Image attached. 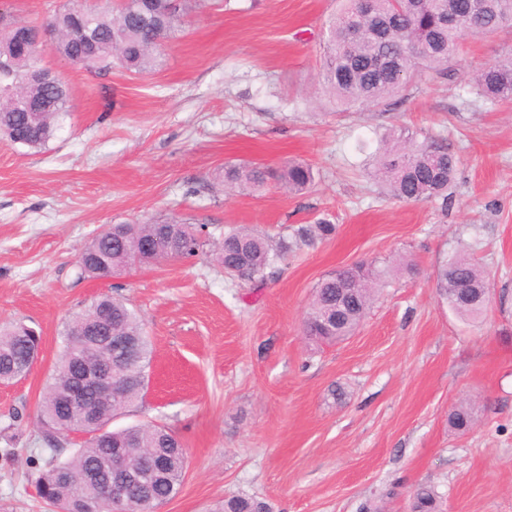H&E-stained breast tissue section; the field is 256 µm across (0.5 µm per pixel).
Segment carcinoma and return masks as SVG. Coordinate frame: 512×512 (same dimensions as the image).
<instances>
[{
    "label": "carcinoma",
    "instance_id": "1",
    "mask_svg": "<svg viewBox=\"0 0 512 512\" xmlns=\"http://www.w3.org/2000/svg\"><path fill=\"white\" fill-rule=\"evenodd\" d=\"M203 0H121L115 9L64 5L53 15L55 39L50 49L90 72L124 70L143 74L154 69L162 47L173 38L184 15ZM341 7L323 26L324 56L320 69L323 88L343 111L372 106L387 111L389 100L408 94L423 74L448 76L463 39L490 36L512 29V0H373L370 13L356 9V0H340ZM360 31L348 43L346 32ZM0 135L15 145L38 151L53 137L59 120L68 112L69 91L64 85H46L29 78L38 66V48L14 49L8 34L0 31ZM469 92L496 106L512 101V56L479 69ZM456 170V151L442 134H416L406 128L382 137L372 155L368 175L392 197L406 201H439L448 205V189ZM268 168L246 163H227L221 171L224 186L238 190L264 187L274 177ZM290 192H302L314 181L312 168L291 162L278 175ZM204 224L176 222L167 227V259L198 256L208 245ZM335 224L322 218L300 224L288 236L274 240L245 226L232 227L216 245L215 259L232 280L256 282L265 270L300 244L331 236ZM157 223L114 224L112 231L96 234L81 250L76 273L80 279L96 278L100 269L112 272L135 263H149L148 250L158 237ZM388 271L371 265L342 267L315 288L305 318L310 339L335 343L351 335L367 317L386 283ZM439 297L450 309L468 320L481 318L489 304L484 272L459 254L439 265L435 272ZM125 336L129 350L112 351L100 364L112 369L120 392L112 398V413L83 416L66 410L62 400L77 369L84 366L87 347L103 345L105 332ZM65 344L56 363L53 382L38 404V422L51 451L49 468L35 481L41 499L57 512H86L89 502L112 512H154L176 496L184 481L186 459L178 439L163 426L145 424L112 431V416L145 394L152 345L143 316L122 299L102 295L67 323ZM41 336L21 322L0 326V384H12L28 375L32 352ZM90 435L81 448L64 461L57 452L72 429ZM124 449L130 465L147 471L155 458L165 457L161 475L149 474L140 486L128 490L126 501L116 504L104 497L99 484L80 483L88 473H107L111 453ZM414 512H434L436 495L427 486L413 495ZM216 512H271L269 504L255 497L231 495Z\"/></svg>",
    "mask_w": 512,
    "mask_h": 512
}]
</instances>
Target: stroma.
I'll return each instance as SVG.
<instances>
[{
    "label": "stroma",
    "mask_w": 512,
    "mask_h": 512,
    "mask_svg": "<svg viewBox=\"0 0 512 512\" xmlns=\"http://www.w3.org/2000/svg\"><path fill=\"white\" fill-rule=\"evenodd\" d=\"M336 0H207L167 41L153 73H94L47 50L70 90L54 138L33 152L0 138V324L42 338L40 360L0 385V512H52L36 493L45 453L37 404L65 322L119 291L153 343L150 386L113 428L155 423L188 460L157 512H213L231 494L272 512H410L415 486L440 512H512V103L488 108L470 74L512 54V31L470 37L447 80L422 75L390 111L338 112L318 83L321 25ZM444 133L458 162L447 205L403 202L366 174L385 129ZM308 164L313 185L225 188V162ZM328 218L332 238L300 246L262 286L210 258L135 265L80 280L96 232L153 220L243 225L278 236ZM467 254L490 305L469 321L443 304L436 267ZM394 264L348 339L308 340L317 284L336 268ZM472 412L453 429L459 405Z\"/></svg>",
    "instance_id": "stroma-1"
}]
</instances>
